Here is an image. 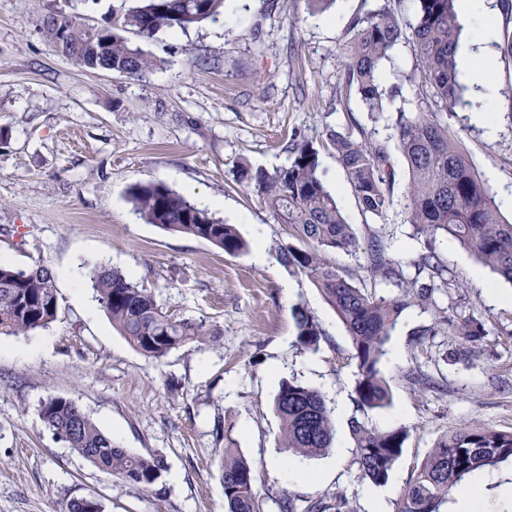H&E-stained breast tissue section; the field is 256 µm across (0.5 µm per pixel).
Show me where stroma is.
Listing matches in <instances>:
<instances>
[{
    "label": "stroma",
    "instance_id": "obj_1",
    "mask_svg": "<svg viewBox=\"0 0 512 512\" xmlns=\"http://www.w3.org/2000/svg\"><path fill=\"white\" fill-rule=\"evenodd\" d=\"M121 0H0V261L25 269L47 262L56 275L58 316L47 328L0 336V512H66L92 496L103 512H224L217 450L233 442L252 464L261 512H279L288 494L299 504L343 493L353 512L382 494L393 512L411 473L439 437L460 423L512 428V283L459 243L435 248L452 284L436 306L456 319L482 318L486 334L468 355L451 358L457 337L439 332L427 350L414 333L434 308L411 304L386 344L382 368L392 403L369 411L382 428L408 438L386 484L359 478L349 422L357 367L336 312L304 275L276 260L288 229L255 193L236 181L241 165H288L295 135L312 139L319 172L359 242L383 236L391 255L415 259L403 198L407 173L396 159L394 204L363 215L326 140L329 130L383 139L388 116L417 112L406 76L416 65L409 44L396 46L381 72L384 120L374 122L341 78L347 24L367 0H336L312 12L307 0H225L223 14L188 32L136 38L151 60L139 76L90 71L61 57L40 30L53 9L96 24ZM491 40L474 43L476 21ZM479 20L462 19L460 73L491 58V98L468 87L447 122L495 201L512 195V59L500 45L512 14L489 0ZM160 180L195 205L216 200L210 215L235 225L250 249L229 255L213 244L146 223L128 192ZM501 215L512 220V207ZM263 245L256 263L253 245ZM122 270L148 289L167 314L217 326V342L189 343L156 361L111 325L89 283L93 267ZM304 305L324 336L300 347L291 308ZM433 374L442 391L409 385L403 371ZM322 393L335 423L323 455L292 458L280 447L273 399L289 380ZM76 401L120 447L162 456L158 486L137 489L100 471L43 422L50 396Z\"/></svg>",
    "mask_w": 512,
    "mask_h": 512
}]
</instances>
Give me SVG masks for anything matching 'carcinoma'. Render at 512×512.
I'll use <instances>...</instances> for the list:
<instances>
[{"mask_svg":"<svg viewBox=\"0 0 512 512\" xmlns=\"http://www.w3.org/2000/svg\"><path fill=\"white\" fill-rule=\"evenodd\" d=\"M107 10L102 23L86 26L74 15L50 11L40 22L57 51L86 69H105L129 76L151 65L146 54L125 34L151 38L166 30L187 31L216 20L224 0H122ZM414 22L397 18L389 3L377 4L348 22L350 39L342 47V75L357 92L367 111L384 112L380 69L389 52L401 42L411 45L419 68L416 84L419 112L397 113L393 135L383 140L355 138L332 131L328 141L354 191L363 214L382 216L393 205L396 170L392 150L405 160L408 179L404 193L414 236L425 238L426 251L413 261L414 276L403 261L389 254L382 238L371 233L365 251L372 278L366 283L326 258L329 252H349L356 246L353 225L343 215L336 197L319 173L318 153L306 136L293 139L288 165L273 171L248 166L237 181L255 192L280 224L288 225L292 241L279 247L277 261L303 274L318 288L343 323L358 369L357 402L362 411L382 409L392 399L391 378L381 369L385 344L403 311L414 301L434 302V295L451 287L445 265L433 242L444 233L468 249L498 277L512 283V222L504 219L488 188L478 178L457 137L448 130L442 113L463 101L465 86L457 67L461 34L456 0H417ZM144 220L161 229L200 238L227 254H239L248 243L231 224L197 208L160 180L130 190ZM95 298L112 327L147 358L159 360L191 342L215 341L218 329L204 321L177 319L163 312L153 295L117 269L90 271ZM390 283L402 290L397 297L378 293L377 285ZM57 287L45 264L17 269L0 263V335L25 334L48 327L57 317ZM296 341L317 350L323 331L304 307L292 309ZM446 330L468 342L484 336L482 320L456 321L440 310L431 327L414 332L423 347L430 337ZM273 408L281 422L280 447L300 457H314L331 447L335 428L322 394L297 381L280 386ZM43 422L53 433L99 470L118 475L139 489L158 485L165 469L157 455H140L119 447L73 400L50 396L41 404ZM350 433L360 478L381 484L389 478L402 455L406 432L382 429L354 416ZM512 460V431L460 425L442 436L406 483L394 512H439L442 503L474 471ZM226 512H260L253 469L240 449L227 445L220 459ZM303 512H350L342 494L330 504L322 499Z\"/></svg>","mask_w":512,"mask_h":512,"instance_id":"obj_1","label":"carcinoma"}]
</instances>
